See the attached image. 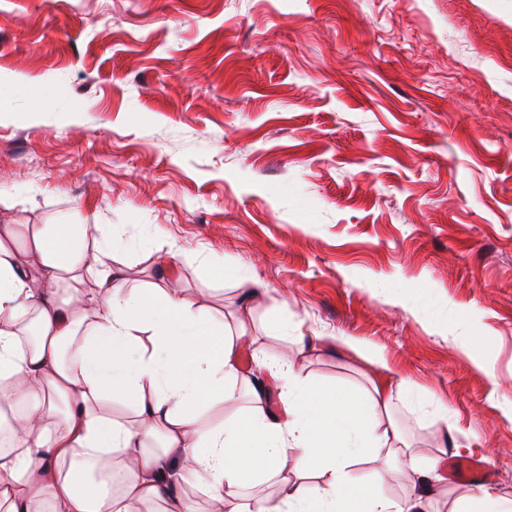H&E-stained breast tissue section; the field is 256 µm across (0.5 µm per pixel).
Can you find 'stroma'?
Wrapping results in <instances>:
<instances>
[{
    "mask_svg": "<svg viewBox=\"0 0 512 512\" xmlns=\"http://www.w3.org/2000/svg\"><path fill=\"white\" fill-rule=\"evenodd\" d=\"M0 224L102 225L268 360L295 337L319 384L366 385L379 350L412 395L395 418L435 457L436 505L493 455L512 494V0H0ZM432 394L448 405L442 446Z\"/></svg>",
    "mask_w": 512,
    "mask_h": 512,
    "instance_id": "35a3bbf8",
    "label": "stroma"
}]
</instances>
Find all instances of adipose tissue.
Returning <instances> with one entry per match:
<instances>
[{"instance_id":"adipose-tissue-1","label":"adipose tissue","mask_w":512,"mask_h":512,"mask_svg":"<svg viewBox=\"0 0 512 512\" xmlns=\"http://www.w3.org/2000/svg\"><path fill=\"white\" fill-rule=\"evenodd\" d=\"M100 225H0V512H427L439 478L388 415L406 383L374 371L356 393L311 384L298 358L269 366L270 390L237 367L244 338L224 314L170 287L162 250L138 286ZM245 386L248 410L210 427L199 416ZM130 402L133 416L112 414ZM367 463L370 474L358 466ZM415 479L403 500L382 494L391 472Z\"/></svg>"}]
</instances>
